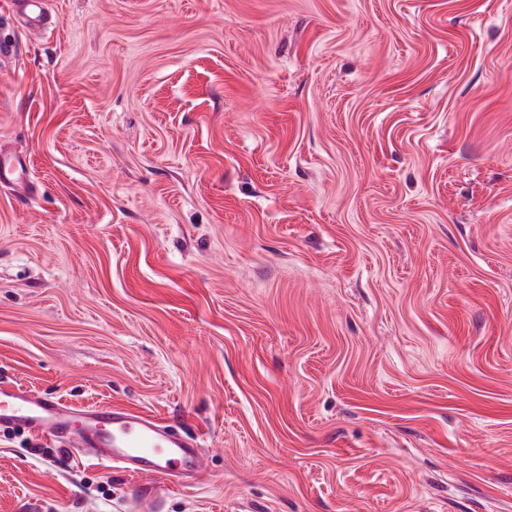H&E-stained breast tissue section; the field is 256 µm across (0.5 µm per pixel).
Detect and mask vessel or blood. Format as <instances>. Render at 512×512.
<instances>
[{
	"label": "vessel or blood",
	"mask_w": 512,
	"mask_h": 512,
	"mask_svg": "<svg viewBox=\"0 0 512 512\" xmlns=\"http://www.w3.org/2000/svg\"><path fill=\"white\" fill-rule=\"evenodd\" d=\"M47 0H10L35 28L47 27ZM0 428H21L61 443L76 457L119 463L133 475L190 476L205 470L200 444L153 416L112 406L78 408L20 386H0Z\"/></svg>",
	"instance_id": "vessel-or-blood-1"
}]
</instances>
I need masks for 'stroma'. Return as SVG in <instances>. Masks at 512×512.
Returning <instances> with one entry per match:
<instances>
[{
	"mask_svg": "<svg viewBox=\"0 0 512 512\" xmlns=\"http://www.w3.org/2000/svg\"><path fill=\"white\" fill-rule=\"evenodd\" d=\"M0 0V512H512V0ZM46 5V0H10L11 11L18 10L23 13L28 18L29 24L35 28L50 26V21H47ZM0 428L48 436L75 457L120 463L142 478L190 475L176 480L186 484L205 471L201 445L171 424L112 406L77 408L21 386H0Z\"/></svg>",
	"mask_w": 512,
	"mask_h": 512,
	"instance_id": "35a3bbf8",
	"label": "stroma"
}]
</instances>
